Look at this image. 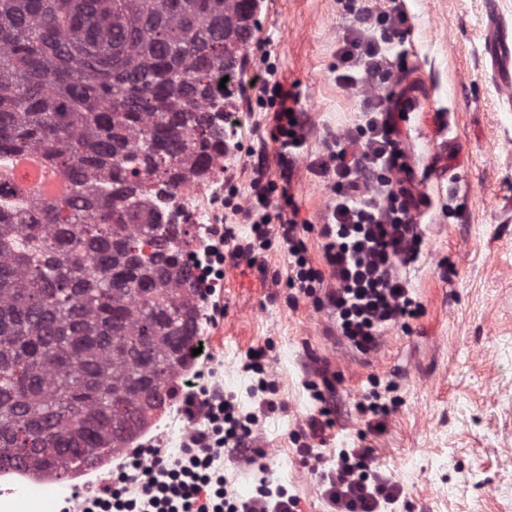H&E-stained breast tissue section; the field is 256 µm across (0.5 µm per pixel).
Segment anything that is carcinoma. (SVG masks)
<instances>
[{"label":"carcinoma","mask_w":512,"mask_h":512,"mask_svg":"<svg viewBox=\"0 0 512 512\" xmlns=\"http://www.w3.org/2000/svg\"><path fill=\"white\" fill-rule=\"evenodd\" d=\"M251 19L250 0H0V169L37 153L68 183L56 199L20 184L0 198L4 464L114 451L146 379L174 399L199 277L189 232L155 223L141 195L146 177L223 141L210 77L235 72L224 28ZM47 421L14 459L20 430Z\"/></svg>","instance_id":"cac0c4a2"}]
</instances>
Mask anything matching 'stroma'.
Masks as SVG:
<instances>
[{
  "mask_svg": "<svg viewBox=\"0 0 512 512\" xmlns=\"http://www.w3.org/2000/svg\"><path fill=\"white\" fill-rule=\"evenodd\" d=\"M382 0H259L249 49L235 75L224 175L250 192L254 152L268 176L280 178L277 143L252 83L261 51L275 59L284 85L295 86L307 119L303 155L292 180L307 257L324 268L322 224L334 193L319 170L337 138L364 121L367 89L337 84L336 50L345 35L366 30L367 11ZM405 38L390 36L383 50L404 55L400 81L414 108L404 124L405 150L416 189L431 208L422 216V252L404 269L422 306L408 327L388 329L380 349L364 355L336 330L328 308L312 298L289 302L288 251L272 242L256 264L226 266L209 282L204 308L222 312L202 321L210 355L198 361L209 384H222L246 411L260 410L244 370L255 347L267 348L276 406L261 411L250 445L255 466L223 457L236 492L253 494L259 477L295 496L299 512H332L322 475L344 448H369L375 466L400 489L387 512H512V107L496 90L484 54L488 15L498 7L512 22V0H402ZM450 150H443L444 140ZM335 374L328 399L336 424L299 453V438L318 404L307 383L312 371ZM395 410L383 427L361 411L369 390Z\"/></svg>",
  "mask_w": 512,
  "mask_h": 512,
  "instance_id": "1",
  "label": "stroma"
}]
</instances>
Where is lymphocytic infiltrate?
Here are the masks:
<instances>
[{"instance_id":"f902f5d3","label":"lymphocytic infiltrate","mask_w":512,"mask_h":512,"mask_svg":"<svg viewBox=\"0 0 512 512\" xmlns=\"http://www.w3.org/2000/svg\"><path fill=\"white\" fill-rule=\"evenodd\" d=\"M336 58V81L346 88H355L368 77L385 83L392 75L393 63L374 36L344 37ZM257 81L258 103L272 112L268 133L279 144L280 179L269 180L263 164H256L246 203L227 199L228 208L252 221L251 239L236 244L229 258L235 263L252 259L271 240H279L292 258L290 288L309 297L321 295L335 311L347 343L359 352H373L385 329L407 325L421 309L401 274L421 253L417 216L430 204L427 195L415 190V173L403 149L400 123L411 101L376 93L367 96L363 124L332 153L335 197L319 230L328 265L323 271L306 257L291 190L294 164L306 141L300 97L284 87L275 64H267ZM357 142L363 145L358 157L348 150ZM182 402L184 413L191 418L205 416L207 427L196 431L170 460L150 464L146 461L150 449H137L130 470H119L111 484L85 501L81 512H295L297 499L264 480L256 487L249 509H242L223 470L214 465L221 452L239 449L253 437L260 422L257 413L241 412L220 396H206L194 376L184 381ZM323 480L335 512H381L398 495L395 484L372 466L367 448L342 449L335 469Z\"/></svg>"}]
</instances>
